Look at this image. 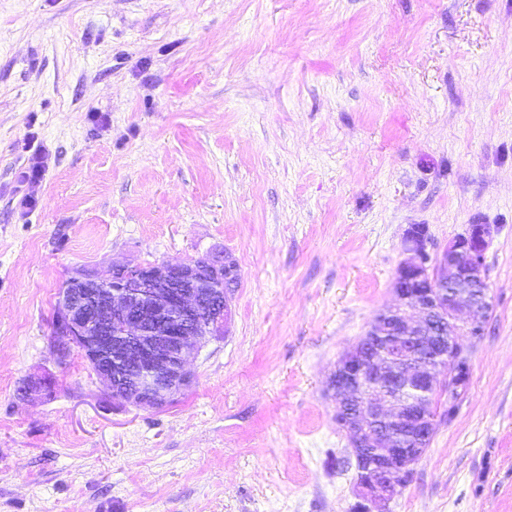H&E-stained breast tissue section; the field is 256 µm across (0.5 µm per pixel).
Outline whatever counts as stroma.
<instances>
[{
	"label": "stroma",
	"mask_w": 512,
	"mask_h": 512,
	"mask_svg": "<svg viewBox=\"0 0 512 512\" xmlns=\"http://www.w3.org/2000/svg\"><path fill=\"white\" fill-rule=\"evenodd\" d=\"M475 223L493 308L385 512H512V0H0V512H352L329 377L409 227ZM203 256L240 281L172 405L56 358L76 271ZM49 152L46 149L39 150L35 153L29 162L26 171L22 172V182L28 186V192L23 196L21 200V206L29 209L35 205L37 199L34 195L32 188L37 185L48 166Z\"/></svg>",
	"instance_id": "35a3bbf8"
}]
</instances>
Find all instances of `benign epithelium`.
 <instances>
[{
  "label": "benign epithelium",
  "instance_id": "1",
  "mask_svg": "<svg viewBox=\"0 0 512 512\" xmlns=\"http://www.w3.org/2000/svg\"><path fill=\"white\" fill-rule=\"evenodd\" d=\"M489 238L488 225L471 224L434 259L422 243L409 244L395 276V305L336 364L329 390L336 423L351 437L360 512L393 498L396 480L412 473L436 432L438 400L451 404L466 387L469 356L458 336L483 335L492 310ZM235 273L212 258L80 270L59 290L54 352L64 359L77 348L118 403L167 406L191 384L189 365L201 345L223 335L231 289L220 284ZM83 279L101 286L89 301L70 288Z\"/></svg>",
  "mask_w": 512,
  "mask_h": 512
}]
</instances>
